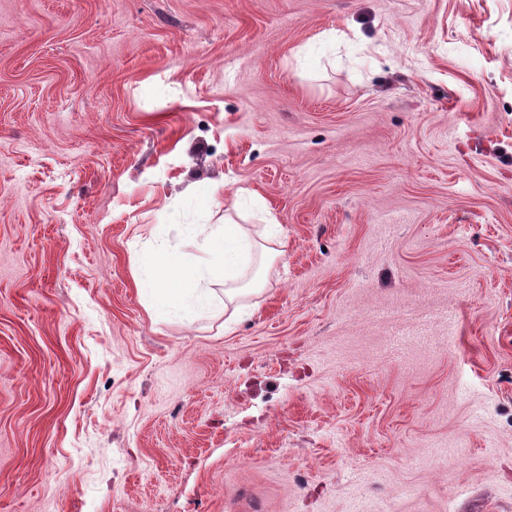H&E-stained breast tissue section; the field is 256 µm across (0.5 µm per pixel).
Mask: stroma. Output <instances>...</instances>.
Returning a JSON list of instances; mask_svg holds the SVG:
<instances>
[{"instance_id": "stroma-1", "label": "stroma", "mask_w": 512, "mask_h": 512, "mask_svg": "<svg viewBox=\"0 0 512 512\" xmlns=\"http://www.w3.org/2000/svg\"><path fill=\"white\" fill-rule=\"evenodd\" d=\"M0 512H512V0H0ZM224 225L217 224L200 246V250L209 255L210 259L189 266L182 275L185 288L162 289L156 296L161 305L176 302L185 309L193 310L204 306L209 299V288L204 283L212 276L216 268L222 270L224 276V315L226 323L236 322L244 313L246 307L237 301L260 289L262 279V264L249 275L252 245L246 242V236L239 224L224 219ZM246 242L244 250L238 245Z\"/></svg>"}]
</instances>
